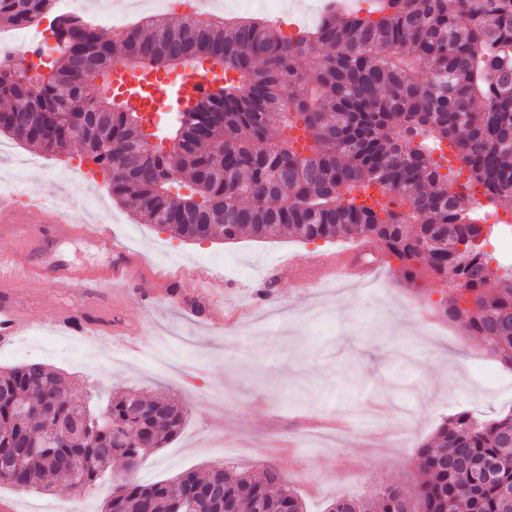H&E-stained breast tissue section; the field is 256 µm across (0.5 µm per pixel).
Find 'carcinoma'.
I'll use <instances>...</instances> for the list:
<instances>
[{"label": "carcinoma", "instance_id": "obj_1", "mask_svg": "<svg viewBox=\"0 0 512 512\" xmlns=\"http://www.w3.org/2000/svg\"><path fill=\"white\" fill-rule=\"evenodd\" d=\"M54 0H0V28L49 17ZM327 8L317 29L288 37L260 19L177 22L148 17L109 43L95 25L56 16V59L33 76L0 61L3 131L51 153L82 136L86 154L112 173V197L181 240L258 239L285 231L305 241L359 238L367 259L399 263L404 282L449 284V322L479 338L512 369V271L497 275L485 251L500 231L473 220L471 195L512 210V0H368ZM205 57L237 73L209 88L168 131L169 149L109 95L116 62L169 71ZM111 113L104 135L94 115ZM422 142H417V139ZM444 142L456 147L442 164ZM379 197L368 202L370 189ZM88 397L52 368L0 370V484L76 492L111 481L121 458L134 470L148 432L163 448L188 408L131 390L91 411ZM51 445L22 451L32 433ZM425 475L409 492L387 485L345 512H512V408L482 419L448 415L418 447ZM219 487L198 512H304L275 464L257 474L220 464L141 484L113 482L103 512H178L195 487Z\"/></svg>", "mask_w": 512, "mask_h": 512}]
</instances>
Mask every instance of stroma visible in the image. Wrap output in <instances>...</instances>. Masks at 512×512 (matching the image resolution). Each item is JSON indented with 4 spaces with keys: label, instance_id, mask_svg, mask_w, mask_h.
I'll return each instance as SVG.
<instances>
[{
    "label": "stroma",
    "instance_id": "1",
    "mask_svg": "<svg viewBox=\"0 0 512 512\" xmlns=\"http://www.w3.org/2000/svg\"><path fill=\"white\" fill-rule=\"evenodd\" d=\"M0 175L12 156L41 158L26 174L31 198L51 197L76 223L117 218L113 231L142 267L121 283L116 298L91 294L76 311L85 333L62 336L51 326L57 307L72 303L69 283H55L46 303H31L28 335L0 350V368L43 363L96 403L135 388L172 395L189 408L187 422L166 447L148 453L132 477L169 479L190 469L206 473L224 462L247 472L274 462L290 477L310 512L329 499L372 496L386 485L416 484L418 444L449 414L497 415L512 393V370L488 356L461 327L440 323L432 306L447 291L425 280L405 289L399 273L380 266L363 282L320 287L311 270L352 247L349 239L306 242L292 235L233 242L184 241L126 210L112 197L81 144L62 155L40 154L1 133ZM298 261L297 272L284 267ZM45 259L77 270H104L105 248L77 236L55 238ZM224 280L229 297L221 317L187 315L179 303L196 294L197 274ZM170 276L159 288L156 276ZM351 392L350 420L363 431L330 446L303 435L323 417L339 415ZM110 484L75 494L63 480L40 494L0 486L11 512H102Z\"/></svg>",
    "mask_w": 512,
    "mask_h": 512
}]
</instances>
